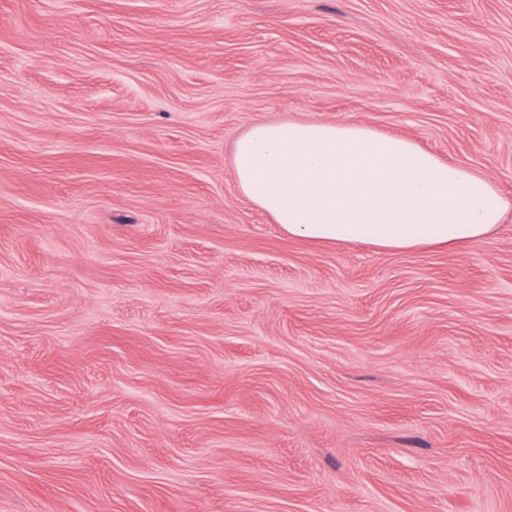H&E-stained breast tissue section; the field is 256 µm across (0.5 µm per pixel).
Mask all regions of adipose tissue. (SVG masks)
Masks as SVG:
<instances>
[{
  "mask_svg": "<svg viewBox=\"0 0 512 512\" xmlns=\"http://www.w3.org/2000/svg\"><path fill=\"white\" fill-rule=\"evenodd\" d=\"M232 170L244 197L313 241L470 245L512 208L471 168L357 123L254 121L234 142Z\"/></svg>",
  "mask_w": 512,
  "mask_h": 512,
  "instance_id": "adipose-tissue-1",
  "label": "adipose tissue"
}]
</instances>
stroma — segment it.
I'll use <instances>...</instances> for the list:
<instances>
[{
    "mask_svg": "<svg viewBox=\"0 0 512 512\" xmlns=\"http://www.w3.org/2000/svg\"><path fill=\"white\" fill-rule=\"evenodd\" d=\"M258 118L512 199V0H0V512H512V210L288 237Z\"/></svg>",
    "mask_w": 512,
    "mask_h": 512,
    "instance_id": "1",
    "label": "stroma"
}]
</instances>
